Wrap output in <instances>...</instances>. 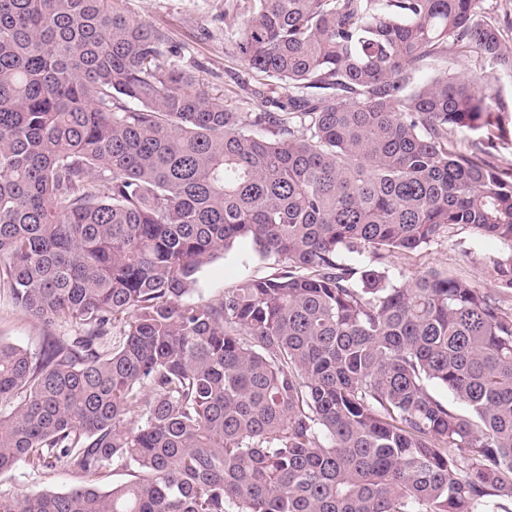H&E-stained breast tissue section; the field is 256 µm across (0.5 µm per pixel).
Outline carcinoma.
Wrapping results in <instances>:
<instances>
[{
    "mask_svg": "<svg viewBox=\"0 0 512 512\" xmlns=\"http://www.w3.org/2000/svg\"><path fill=\"white\" fill-rule=\"evenodd\" d=\"M229 12L236 57L288 91L246 127L127 0H0V283L48 331L0 339V475L79 479L0 488V512H512V313L346 260L457 226L512 249V172L454 138H507L504 101L411 84L437 53L512 78V23L488 0ZM241 240L283 267L190 298ZM494 273L512 289V252ZM114 465L133 479L101 485ZM2 486L15 491H26L30 489H50L64 491L75 485L78 479L71 473L57 470L45 476H34L23 465L12 471L9 475L0 477Z\"/></svg>",
    "mask_w": 512,
    "mask_h": 512,
    "instance_id": "obj_1",
    "label": "carcinoma"
}]
</instances>
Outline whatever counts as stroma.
I'll list each match as a JSON object with an SVG mask.
<instances>
[{"instance_id": "obj_1", "label": "stroma", "mask_w": 512, "mask_h": 512, "mask_svg": "<svg viewBox=\"0 0 512 512\" xmlns=\"http://www.w3.org/2000/svg\"><path fill=\"white\" fill-rule=\"evenodd\" d=\"M127 6L136 16L168 28L173 42L181 48L183 65L199 61L197 79L211 94L222 97L226 108L241 113L273 111V104L255 93L260 86L259 74L246 70L224 40L225 34L239 25L238 19L225 15L224 0H128ZM451 71L473 77L491 74L492 68L481 58L456 64L441 54L426 59L412 83L417 86ZM507 252V246L500 242L459 226L449 236L420 250L379 256L368 249L360 261L385 271L398 285L430 271L461 278L493 292L501 307L511 312L512 289L497 287L494 276L495 260ZM277 269L274 259L254 254L250 242L242 241L228 252L216 253L200 271L194 296L206 301L215 299L243 277H266ZM44 334L41 325L15 307L6 288L0 287V339L35 352ZM76 482L73 474L61 470L38 477L23 466L0 477V486L19 492L35 488L63 491Z\"/></svg>"}]
</instances>
